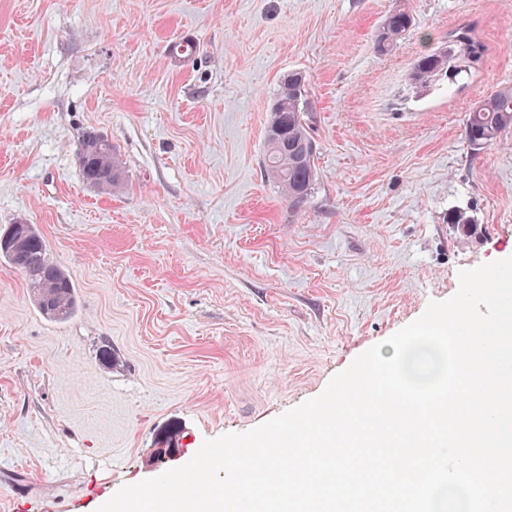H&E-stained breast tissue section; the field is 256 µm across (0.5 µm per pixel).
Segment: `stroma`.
I'll return each instance as SVG.
<instances>
[{
  "instance_id": "stroma-1",
  "label": "stroma",
  "mask_w": 512,
  "mask_h": 512,
  "mask_svg": "<svg viewBox=\"0 0 512 512\" xmlns=\"http://www.w3.org/2000/svg\"><path fill=\"white\" fill-rule=\"evenodd\" d=\"M400 6L414 25L378 55ZM461 25L481 66L412 97L414 61ZM291 71L317 148L299 205L263 166ZM506 86L512 0H0V232L36 225L77 296L48 318L0 261V512H97L317 397L461 270L512 256V129L464 137ZM87 128L120 155L112 192L82 179Z\"/></svg>"
}]
</instances>
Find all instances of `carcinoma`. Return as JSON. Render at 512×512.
Returning <instances> with one entry per match:
<instances>
[{"label":"carcinoma","instance_id":"carcinoma-1","mask_svg":"<svg viewBox=\"0 0 512 512\" xmlns=\"http://www.w3.org/2000/svg\"><path fill=\"white\" fill-rule=\"evenodd\" d=\"M414 25L413 15L400 8L390 12L377 28L373 49L379 55L393 50ZM484 46L472 30L462 26L448 31L444 46L419 56L413 68L425 84L454 85L483 59ZM266 133L267 151L263 160L267 175L294 203L305 201L313 189L317 170L315 141L310 133L305 77L292 72L275 89ZM512 128V88L504 87L477 101L466 120L464 136L470 148L480 151L494 145L503 132ZM79 167L87 185L112 191L124 180V169L116 149L100 139V132L86 129L78 151ZM448 223L466 236L477 234L466 211L448 212ZM12 241L0 244V258L25 276L27 287L39 309L55 320H66L76 310L75 287L63 270L49 257L44 239L33 224H13Z\"/></svg>","mask_w":512,"mask_h":512}]
</instances>
